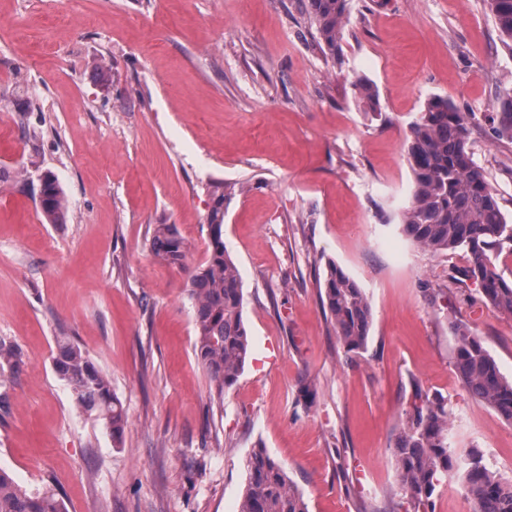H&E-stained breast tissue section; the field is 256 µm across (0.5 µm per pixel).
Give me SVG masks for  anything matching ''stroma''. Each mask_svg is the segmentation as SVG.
Wrapping results in <instances>:
<instances>
[{"label":"stroma","instance_id":"35a3bbf8","mask_svg":"<svg viewBox=\"0 0 512 512\" xmlns=\"http://www.w3.org/2000/svg\"><path fill=\"white\" fill-rule=\"evenodd\" d=\"M362 77L381 111H363ZM512 53L487 0H349L339 61L305 0H0V336L23 362L0 413V467L66 512H238L246 459L267 448L309 512H394V447L415 390L449 434L512 479V425L455 372L466 325L512 379V316L487 306L463 251L407 240L405 136L428 98L471 115L469 142L512 218V139L495 103ZM68 201L43 223L28 180ZM252 349L216 396L195 351L189 274L207 258L216 183ZM157 224L183 266L150 247ZM373 309L352 357L319 299L328 262ZM67 336L111 383L113 440L81 413L51 352ZM314 387L305 397L304 383ZM351 85L355 100L363 104L369 112H378L379 98L373 84L362 77H358ZM151 249L156 257L169 265H183L186 244L174 225L157 224L151 236Z\"/></svg>","mask_w":512,"mask_h":512}]
</instances>
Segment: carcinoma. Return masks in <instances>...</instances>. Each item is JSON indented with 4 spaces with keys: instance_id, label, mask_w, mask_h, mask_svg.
<instances>
[{
    "instance_id": "1",
    "label": "carcinoma",
    "mask_w": 512,
    "mask_h": 512,
    "mask_svg": "<svg viewBox=\"0 0 512 512\" xmlns=\"http://www.w3.org/2000/svg\"><path fill=\"white\" fill-rule=\"evenodd\" d=\"M504 47L512 51V0H488ZM315 25L317 45L332 61L348 20V0H306ZM355 100L378 111V93L368 80L352 82ZM497 132L512 138V92L497 98ZM412 175L410 196L400 212L402 233L434 254L463 249L468 254L466 276L479 286L485 304L512 315V278L497 267L503 252L512 254V221L503 215L497 195L483 169L474 161L469 143V117L448 99L430 97L405 138ZM225 185L212 192L207 214L208 258L190 273V297L195 308V350L217 396L238 380L249 349L243 317L242 279L224 244ZM40 213L45 222L65 218L66 201L60 182L47 175ZM151 249L169 265H183L186 244L172 224L155 225ZM321 303L330 315L346 353L360 354L368 346L372 306L360 284L334 263L323 278ZM453 364L469 395L489 403L512 424V380L480 339L464 325H453ZM22 353L0 336V411H7L13 375ZM54 372L69 388L76 407L104 423L114 440L127 424L126 412L111 392L105 374L67 336L55 341ZM399 483L397 495L404 512H435L434 494L459 479L476 504L475 512H512V479L498 476L476 448H457L448 439V403L416 390L407 427L396 440ZM0 512H66L51 489L31 492L0 469ZM238 512H309L301 491L263 447L247 459V481Z\"/></svg>"
}]
</instances>
